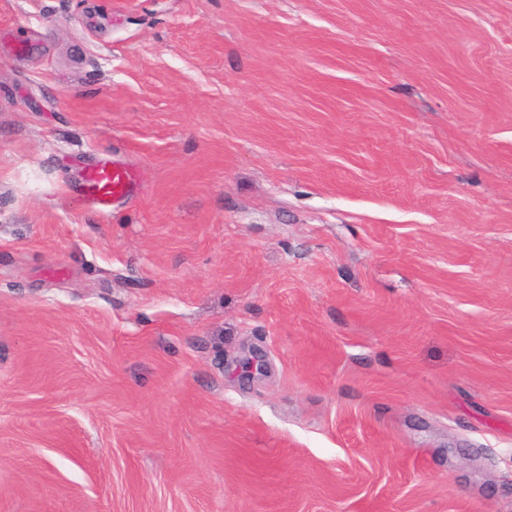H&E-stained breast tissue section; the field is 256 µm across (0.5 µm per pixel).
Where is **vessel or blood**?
Masks as SVG:
<instances>
[{"label":"vessel or blood","mask_w":512,"mask_h":512,"mask_svg":"<svg viewBox=\"0 0 512 512\" xmlns=\"http://www.w3.org/2000/svg\"><path fill=\"white\" fill-rule=\"evenodd\" d=\"M138 184L139 176L134 167L106 160L85 170L81 186L94 210L105 213L130 195Z\"/></svg>","instance_id":"b4317fda"}]
</instances>
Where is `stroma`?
Wrapping results in <instances>:
<instances>
[{"label": "stroma", "instance_id": "1", "mask_svg": "<svg viewBox=\"0 0 512 512\" xmlns=\"http://www.w3.org/2000/svg\"><path fill=\"white\" fill-rule=\"evenodd\" d=\"M0 512H512V0H0ZM138 184V171L134 167L106 160L85 170L81 186L94 210L106 213L130 195Z\"/></svg>", "mask_w": 512, "mask_h": 512}]
</instances>
